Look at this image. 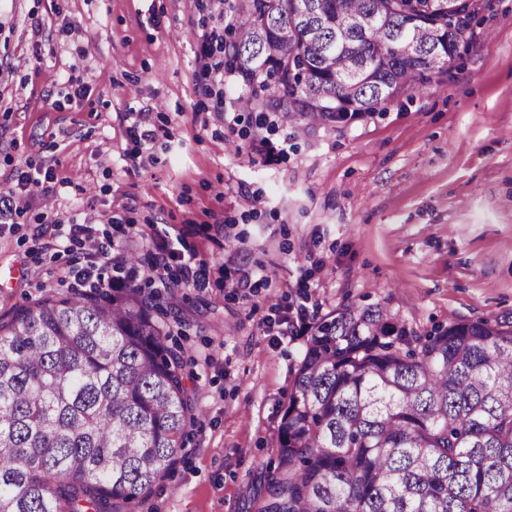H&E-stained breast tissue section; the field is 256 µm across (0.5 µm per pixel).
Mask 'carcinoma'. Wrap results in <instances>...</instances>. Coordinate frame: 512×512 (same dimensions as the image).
<instances>
[{"label": "carcinoma", "instance_id": "1", "mask_svg": "<svg viewBox=\"0 0 512 512\" xmlns=\"http://www.w3.org/2000/svg\"><path fill=\"white\" fill-rule=\"evenodd\" d=\"M462 4L450 29L431 0H236L224 50L246 106L334 126L447 71ZM145 261L0 318V512H121L184 455L195 392ZM306 331L258 512H512V322L422 336L376 304Z\"/></svg>", "mask_w": 512, "mask_h": 512}]
</instances>
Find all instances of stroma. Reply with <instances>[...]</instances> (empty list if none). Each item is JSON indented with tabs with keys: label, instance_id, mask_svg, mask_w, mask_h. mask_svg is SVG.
I'll return each instance as SVG.
<instances>
[{
	"label": "stroma",
	"instance_id": "stroma-1",
	"mask_svg": "<svg viewBox=\"0 0 512 512\" xmlns=\"http://www.w3.org/2000/svg\"><path fill=\"white\" fill-rule=\"evenodd\" d=\"M228 38L216 0H0V189L19 201L0 316L68 293L76 215L196 257L148 291L170 301L197 419L131 512H256L313 317L512 320V0H478L447 76L335 127L246 107L236 75L208 84Z\"/></svg>",
	"mask_w": 512,
	"mask_h": 512
}]
</instances>
